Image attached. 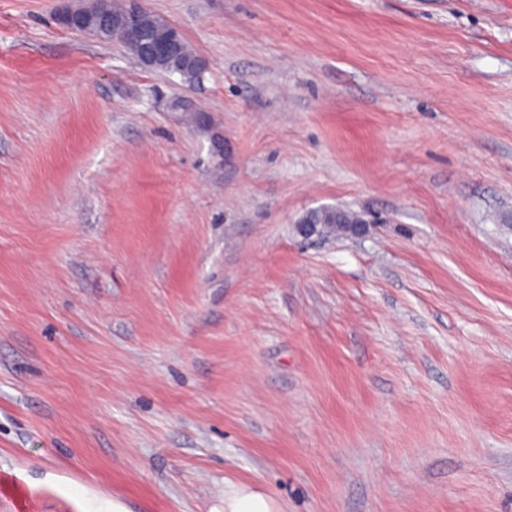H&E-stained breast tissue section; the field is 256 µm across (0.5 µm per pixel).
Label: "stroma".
Returning <instances> with one entry per match:
<instances>
[{"label": "stroma", "mask_w": 512, "mask_h": 512, "mask_svg": "<svg viewBox=\"0 0 512 512\" xmlns=\"http://www.w3.org/2000/svg\"><path fill=\"white\" fill-rule=\"evenodd\" d=\"M67 2L0 0V506L512 512V0H141L191 86ZM94 1L91 5L85 6V13L78 14V18L82 21V26L86 29L85 35H88L96 41L102 43L118 42L132 55L139 56L140 48L137 43L132 41L121 27H113V13L112 8H116L115 1L109 0L106 8L111 10L112 21L105 28L101 29L99 25H106L109 21L110 15L108 12H101L99 15V25L95 22V16L98 14L97 2ZM113 28V31H112ZM331 208H322L318 210L311 211L313 215L314 224H310L308 221V215H306L302 220L297 224V229L299 234L305 238L309 239L314 235H319L317 231V226L320 224H324L322 226L323 235H336L342 236L345 233V225L340 224L336 220V216L334 213L329 212ZM224 512H276L271 497L240 488L224 494Z\"/></svg>", "instance_id": "stroma-1"}]
</instances>
